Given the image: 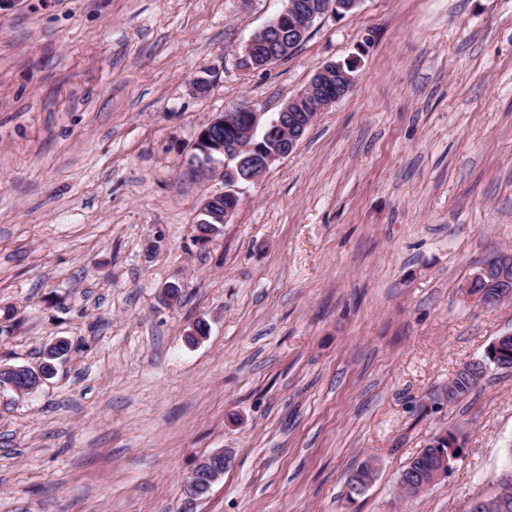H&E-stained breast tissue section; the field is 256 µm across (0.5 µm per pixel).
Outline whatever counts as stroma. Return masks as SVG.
Masks as SVG:
<instances>
[{"label": "stroma", "mask_w": 512, "mask_h": 512, "mask_svg": "<svg viewBox=\"0 0 512 512\" xmlns=\"http://www.w3.org/2000/svg\"><path fill=\"white\" fill-rule=\"evenodd\" d=\"M282 5L0 0V364L73 345L35 392L0 387V512H466L512 474V369L448 400L512 333V299L464 293L512 254V0H361L241 68ZM344 60L352 91L199 241L225 190L186 165L202 125L269 122ZM451 428L448 476L398 501ZM240 201V197H236L235 200L224 198V200L217 199L215 203H204L201 208L200 219L198 221H205L206 224H198L197 230L203 234L198 235V239H209L210 236L217 230V228L222 226L221 224H227L229 220L227 222H223V216H225L226 210L233 208L235 212L240 204ZM231 463L228 451L218 450L204 457L197 465L196 470L185 481L183 489L192 498H198L202 491L206 494L212 486L224 475ZM188 489V490H187Z\"/></svg>", "instance_id": "35a3bbf8"}]
</instances>
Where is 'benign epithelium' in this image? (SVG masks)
I'll return each instance as SVG.
<instances>
[{"instance_id":"benign-epithelium-1","label":"benign epithelium","mask_w":512,"mask_h":512,"mask_svg":"<svg viewBox=\"0 0 512 512\" xmlns=\"http://www.w3.org/2000/svg\"><path fill=\"white\" fill-rule=\"evenodd\" d=\"M331 11L328 6L314 7L304 0H290L285 4L281 12L274 17L260 31L254 34L245 47V57L254 55L261 47L275 48L277 54H283L290 50V46L297 40L305 38L313 22ZM337 69L332 66L318 68L312 80L300 98L290 99L278 113V120L271 121V124L286 131L285 142L281 150L269 155H258L253 152L249 141L258 135L260 124V113L249 107H244L243 125L239 136L220 148L221 154L214 155L212 150L215 146L209 142L208 130L198 134L194 144L196 152L192 153L188 160L192 161V167L203 171L214 173L222 172L235 173L237 170L244 172L243 181L254 182L269 169L276 161L288 157L297 145L306 124L302 116L296 114L300 101H306L309 106L315 109L310 120H315L318 113L325 111L332 104L344 98L352 89L354 79L350 78L345 83L336 80ZM487 291L475 295V298L487 306L502 301L512 295L509 287L512 286V255L498 254L485 262L477 274ZM512 359V334L507 333L497 337L486 348L484 356L480 359L483 368L490 365L497 367L505 366ZM15 380L22 384V387L12 386V389L22 393L35 391L42 385L45 376L37 373L31 377L26 376L25 368L11 366ZM231 463V455L218 450L204 457L197 465L196 470L185 481L183 489L192 498H198L202 492H208L212 486L224 475Z\"/></svg>"}]
</instances>
